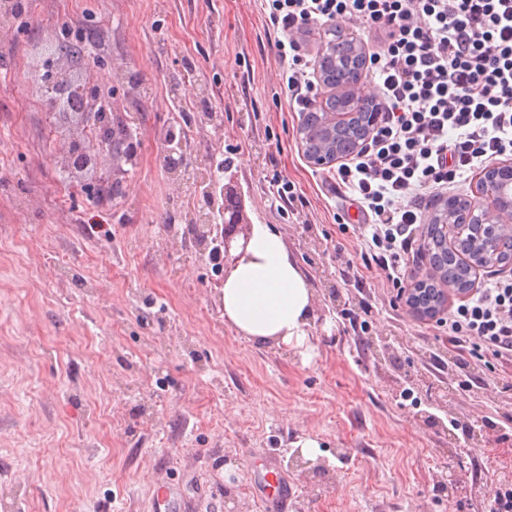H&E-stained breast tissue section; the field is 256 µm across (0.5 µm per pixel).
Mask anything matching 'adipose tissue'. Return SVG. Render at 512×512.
Masks as SVG:
<instances>
[{
	"label": "adipose tissue",
	"instance_id": "1",
	"mask_svg": "<svg viewBox=\"0 0 512 512\" xmlns=\"http://www.w3.org/2000/svg\"><path fill=\"white\" fill-rule=\"evenodd\" d=\"M220 302L225 322L249 340L310 357L313 290L282 236L266 225H252L245 257L224 276Z\"/></svg>",
	"mask_w": 512,
	"mask_h": 512
}]
</instances>
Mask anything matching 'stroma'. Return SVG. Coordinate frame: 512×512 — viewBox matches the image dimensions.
<instances>
[{
    "instance_id": "35a3bbf8",
    "label": "stroma",
    "mask_w": 512,
    "mask_h": 512,
    "mask_svg": "<svg viewBox=\"0 0 512 512\" xmlns=\"http://www.w3.org/2000/svg\"><path fill=\"white\" fill-rule=\"evenodd\" d=\"M91 14L87 77L134 112L139 141L104 198L58 193L65 138L23 98L41 73L34 33ZM275 40L264 0H32L30 26L0 47V512H145L162 480L196 512H256L265 457L288 473V512H487L512 472V364L461 365L436 318L366 268L355 201L301 152ZM117 62L145 79L141 110ZM174 127L183 153L223 161L247 224L280 233L306 274L311 358L225 324L224 269L188 222L205 198L165 167ZM305 439L324 472L292 467Z\"/></svg>"
}]
</instances>
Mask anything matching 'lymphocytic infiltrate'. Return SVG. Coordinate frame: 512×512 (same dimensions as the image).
Segmentation results:
<instances>
[{"label": "lymphocytic infiltrate", "mask_w": 512, "mask_h": 512, "mask_svg": "<svg viewBox=\"0 0 512 512\" xmlns=\"http://www.w3.org/2000/svg\"><path fill=\"white\" fill-rule=\"evenodd\" d=\"M278 56L299 110L319 86L301 42L343 18L376 35L368 56L380 119L366 146L336 169L368 222L366 253L402 289L426 192L497 157L512 158V0H267ZM448 341L477 360L512 361V278L477 289L447 318Z\"/></svg>", "instance_id": "obj_1"}]
</instances>
